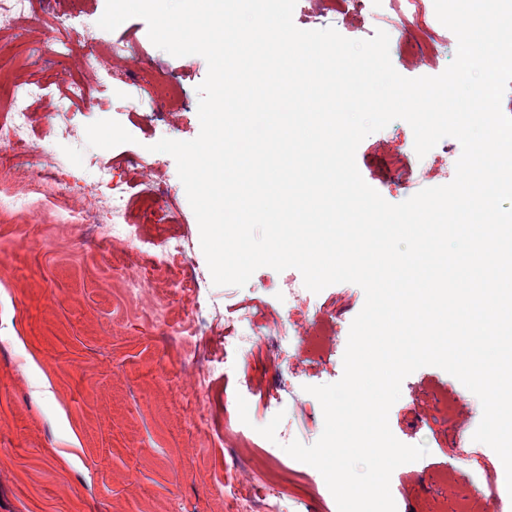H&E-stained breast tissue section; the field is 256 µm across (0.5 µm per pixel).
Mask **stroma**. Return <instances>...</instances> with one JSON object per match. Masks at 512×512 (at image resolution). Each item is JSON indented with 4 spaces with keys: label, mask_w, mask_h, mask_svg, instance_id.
I'll use <instances>...</instances> for the list:
<instances>
[{
    "label": "stroma",
    "mask_w": 512,
    "mask_h": 512,
    "mask_svg": "<svg viewBox=\"0 0 512 512\" xmlns=\"http://www.w3.org/2000/svg\"><path fill=\"white\" fill-rule=\"evenodd\" d=\"M105 6L106 0H33L30 18L0 23V79L39 88L28 101L32 146L0 152V183L34 189L36 173L51 170L59 177L56 192L78 209L107 193L101 169L126 182L148 174L167 185L160 207L173 210L177 221L148 225L147 246L104 237L100 227L110 221L104 209L95 227L65 222L36 203L0 211V512H233L224 496L227 473L242 466L262 473L271 456L289 473L282 486L289 512H338L318 470L283 449H266L258 429L272 416L258 410L256 395L292 379L295 396L284 420L295 440L314 444L323 412L305 388L341 379L365 294L357 284L337 283L294 304L282 297L285 273L269 267L242 287L213 284L176 161L151 149L164 138L199 135L197 88L207 62L156 47L138 17L112 31L98 28ZM420 6L434 26L437 53L428 59L408 56L400 40V27L415 23ZM293 21L303 30L332 27L349 39L385 30L392 65L408 78L441 74L457 49L455 34L438 24L433 0L415 6L388 0L374 19L351 14L348 0H297ZM61 25L72 39L62 52ZM118 38L135 51L107 54L105 45ZM77 85L84 95L73 96ZM392 158L398 167L389 166ZM356 164L392 204L454 178L430 158H418L413 131L401 119L365 137ZM173 232L188 242L214 312L207 346L227 358L202 407L185 374L188 348L178 338L190 305L162 272L152 284L133 283L151 262L153 246ZM242 314L267 336L285 328L313 334L330 317L339 333L324 357L299 349L273 364L255 349L225 352L224 318ZM444 393L458 398L453 414L437 402ZM241 398L249 419L236 418L234 426L250 448L212 446L209 428H223L225 414L236 417ZM481 417L478 397L438 367L403 380L390 429L400 442L426 445L429 453L393 471L397 512H439L450 482L462 486L472 512H512L511 497L498 504L485 493L483 474L497 463L494 450L473 439Z\"/></svg>",
    "instance_id": "obj_1"
}]
</instances>
